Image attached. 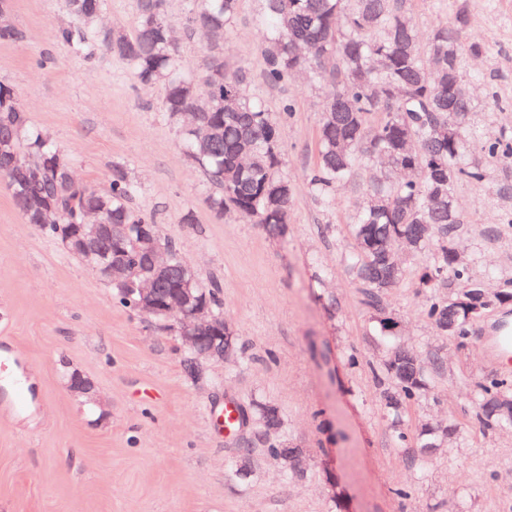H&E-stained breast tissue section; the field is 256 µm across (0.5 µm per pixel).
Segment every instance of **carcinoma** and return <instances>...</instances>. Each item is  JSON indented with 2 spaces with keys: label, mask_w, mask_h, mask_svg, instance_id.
<instances>
[{
  "label": "carcinoma",
  "mask_w": 512,
  "mask_h": 512,
  "mask_svg": "<svg viewBox=\"0 0 512 512\" xmlns=\"http://www.w3.org/2000/svg\"><path fill=\"white\" fill-rule=\"evenodd\" d=\"M241 0H199L187 29H204L211 42L201 76L180 69L178 48L169 30L168 0H138L132 33H97L93 19L106 0H68L73 26L62 40L82 52L98 43L124 59L142 85L164 87L163 110L170 116L198 114L209 137L182 127L180 147L216 188L210 207L236 210L264 225L273 237L287 230L294 182L282 169L279 121L265 104L244 94L247 80L224 62V40ZM268 46L263 52L266 79L279 83L306 70L325 87L318 126L317 160L309 185L325 206L338 187H362L364 203L352 215L354 248L346 256L349 276L362 288L363 304L372 311V334L385 347L374 376L384 384L382 398L392 441L403 448L413 438L421 458L438 447L442 431L424 423L413 435L405 429L408 409L427 398L431 376L440 364L426 366L400 339L399 322L384 308L382 294L397 287L404 269L391 266V254L403 243L427 256L420 283L440 288L465 276L451 235L463 219L452 204L456 187L482 179L483 169L470 158V117L475 101L463 96V53L480 55L483 43L465 42L468 13L455 11L448 24L421 38L412 21V0H264ZM24 32L0 25V43L19 44ZM0 121L5 122L0 149L19 156L26 167L15 174L10 197L26 224L64 239L85 210L100 213L105 224L126 225V236L112 242L102 258L79 255L86 265L119 258L141 276L151 274L137 248L136 232L149 219L131 205L135 188L119 166L105 189L67 180L68 159L31 122L15 89L0 83ZM493 159L512 164V143L504 136L483 146ZM171 253L166 288L189 286L213 311L224 316L221 286L188 275L177 243L159 238ZM484 292L470 280L446 297L428 296L424 315L444 336L464 337L473 324L469 294ZM478 422L484 427L512 426V383L493 378L478 385ZM262 428L281 417L278 406L255 402L250 413ZM268 455L285 472L304 473L302 463L282 453L284 440L268 435Z\"/></svg>",
  "instance_id": "carcinoma-1"
}]
</instances>
